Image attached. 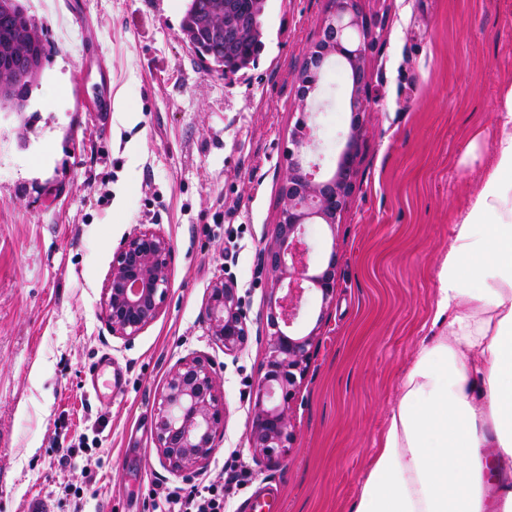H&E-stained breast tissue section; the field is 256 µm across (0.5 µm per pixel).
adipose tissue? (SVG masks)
Masks as SVG:
<instances>
[{
	"mask_svg": "<svg viewBox=\"0 0 512 512\" xmlns=\"http://www.w3.org/2000/svg\"><path fill=\"white\" fill-rule=\"evenodd\" d=\"M351 512H512V84Z\"/></svg>",
	"mask_w": 512,
	"mask_h": 512,
	"instance_id": "obj_1",
	"label": "adipose tissue"
}]
</instances>
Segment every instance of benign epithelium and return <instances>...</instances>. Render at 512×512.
<instances>
[{"label": "benign epithelium", "mask_w": 512, "mask_h": 512, "mask_svg": "<svg viewBox=\"0 0 512 512\" xmlns=\"http://www.w3.org/2000/svg\"><path fill=\"white\" fill-rule=\"evenodd\" d=\"M375 42L376 32L363 15L360 0H327L320 33L306 46L297 73L300 117L289 136L278 220L261 257L270 280L260 320L267 356L253 390L247 439L256 463L264 469L277 466L293 444L290 411L336 290V254L311 265L306 225L319 223L336 230L356 189L364 117L371 104L367 64ZM333 60L342 61L349 72L351 122L336 167L322 175L318 164L306 161V154L315 145L311 117L318 108L323 71ZM35 74L29 65L9 76L0 72V97L11 95L15 84L32 80ZM172 252L170 239L157 229H140L123 240L103 285L101 310L112 335L131 340L159 318L169 291ZM312 291L320 294L321 309L314 327L302 335L296 323L302 302ZM204 314L225 353H235L247 343L250 329L234 281L220 278L212 284ZM215 387L211 366L200 358L182 360L170 371L160 394L155 441L171 470L190 471L214 452L224 421Z\"/></svg>", "instance_id": "7a95c632"}]
</instances>
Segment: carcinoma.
<instances>
[{
	"mask_svg": "<svg viewBox=\"0 0 512 512\" xmlns=\"http://www.w3.org/2000/svg\"><path fill=\"white\" fill-rule=\"evenodd\" d=\"M261 10L254 0H239V5L227 13L224 12V0H187L182 31L193 35V49L201 62L221 71L231 64L232 72L236 73L255 62L262 48L261 35L227 45L224 43V27L235 28L243 18L257 25ZM30 41L35 42L40 59H46L37 24L24 7L15 4L8 14H0V44H16L15 66L21 65L20 54Z\"/></svg>",
	"mask_w": 512,
	"mask_h": 512,
	"instance_id": "1",
	"label": "carcinoma"
}]
</instances>
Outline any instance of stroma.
<instances>
[{
  "instance_id": "obj_1",
  "label": "stroma",
  "mask_w": 512,
  "mask_h": 512,
  "mask_svg": "<svg viewBox=\"0 0 512 512\" xmlns=\"http://www.w3.org/2000/svg\"><path fill=\"white\" fill-rule=\"evenodd\" d=\"M48 39L22 111L0 107V512L29 495L54 512H146L153 485L187 487L247 469L226 512H350L417 344L432 336L435 271L452 213L487 156L512 80V0H361L380 37L368 65L358 186L335 229L307 227L314 260L337 257L329 306L310 294L300 332L318 344L291 410L279 467L249 449L267 280L260 253L298 113L302 52L326 0H265L263 48L231 75L206 71L185 42L186 0H21ZM124 109L90 111L97 83ZM342 65L324 74L310 160L334 168L350 126ZM487 135L461 157L473 130ZM152 227L172 242L166 303L133 340L112 336L102 288L122 239ZM233 278L251 329L228 354L203 309ZM209 361L227 415L198 472L171 473L155 442L171 369ZM112 360L122 387L96 397L85 373ZM83 440L67 464L60 450ZM80 486L78 505H59Z\"/></svg>"
}]
</instances>
